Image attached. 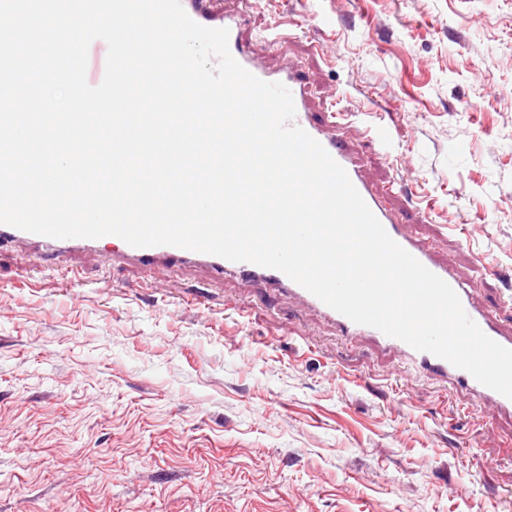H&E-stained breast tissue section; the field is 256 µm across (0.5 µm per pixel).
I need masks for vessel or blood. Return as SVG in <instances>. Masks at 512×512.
<instances>
[{"mask_svg": "<svg viewBox=\"0 0 512 512\" xmlns=\"http://www.w3.org/2000/svg\"><path fill=\"white\" fill-rule=\"evenodd\" d=\"M181 5L187 15L196 23L209 28L228 29L229 51L245 69L263 81L282 83L291 91L295 104L293 125L302 128L320 142L332 158L345 169L352 184L388 235L455 290L464 311L479 328L495 342L512 348V335L506 334L499 322L489 312L474 303L469 285L461 282L448 269L447 265L434 258L427 246L415 236L410 225L394 218L381 196L364 180L356 159L340 134L333 132L331 123L316 118L308 106L307 84L299 70L288 64L276 71L258 65L253 57L250 44L244 42L239 36V26L242 20L240 13L228 10L223 16H216L211 13L207 0H181ZM15 244H25L38 252L55 257L65 253L95 252L108 246L111 247L113 256L138 269L199 266L205 268L216 279L231 274L263 284L274 294L297 298L308 308L330 319L342 336L350 339H367L377 347L397 354L408 361L416 372L431 374L445 383L468 391L477 404L490 405L501 412L512 415V399L482 385L470 373L455 367L443 358L428 352L417 351L401 340L386 336L376 328L354 323L281 271L249 262H233L213 254L170 245L134 247L114 235L98 239H56L0 224V247Z\"/></svg>", "mask_w": 512, "mask_h": 512, "instance_id": "b4317fda", "label": "vessel or blood"}]
</instances>
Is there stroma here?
<instances>
[{
    "label": "stroma",
    "mask_w": 512,
    "mask_h": 512,
    "mask_svg": "<svg viewBox=\"0 0 512 512\" xmlns=\"http://www.w3.org/2000/svg\"><path fill=\"white\" fill-rule=\"evenodd\" d=\"M210 8L350 113L369 179L511 327L512 0ZM0 512H512V417L260 284L12 246Z\"/></svg>",
    "instance_id": "1"
}]
</instances>
